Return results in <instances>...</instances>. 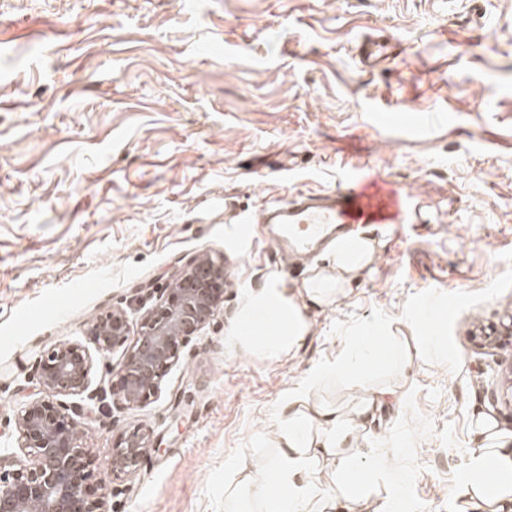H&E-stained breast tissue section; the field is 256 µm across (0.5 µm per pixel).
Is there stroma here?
<instances>
[{
    "mask_svg": "<svg viewBox=\"0 0 512 512\" xmlns=\"http://www.w3.org/2000/svg\"><path fill=\"white\" fill-rule=\"evenodd\" d=\"M371 40L385 63L361 62ZM353 166L420 213L362 227L370 270L269 357L241 331L248 296H292L331 253L290 267L257 219ZM199 253L224 259L223 310L156 397L88 401L78 420L112 512H224L275 459L291 391L353 411L350 384L311 379L358 336L413 355L363 382L389 392L365 426L404 512H477L462 494L477 418L512 448V346L482 333L512 321V0H0V454L44 395L37 355L154 303ZM137 428L160 449L113 476Z\"/></svg>",
    "mask_w": 512,
    "mask_h": 512,
    "instance_id": "obj_1",
    "label": "stroma"
}]
</instances>
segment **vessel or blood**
Masks as SVG:
<instances>
[{"instance_id":"b4317fda","label":"vessel or blood","mask_w":512,"mask_h":512,"mask_svg":"<svg viewBox=\"0 0 512 512\" xmlns=\"http://www.w3.org/2000/svg\"><path fill=\"white\" fill-rule=\"evenodd\" d=\"M411 206L410 195L376 179L350 176L342 188L312 192L266 207L263 236L278 248L308 255L362 224H397Z\"/></svg>"}]
</instances>
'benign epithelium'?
Returning a JSON list of instances; mask_svg holds the SVG:
<instances>
[{
  "mask_svg": "<svg viewBox=\"0 0 512 512\" xmlns=\"http://www.w3.org/2000/svg\"><path fill=\"white\" fill-rule=\"evenodd\" d=\"M224 260L208 254L191 257L141 317L139 333L106 388H90L94 358L80 342L63 341L41 353L36 374L48 397L21 407L14 416L20 456H0V512H109L111 490L102 481L89 483L96 458L79 443L78 414L56 400H112L124 409L156 396L181 358V349L224 306ZM129 319L114 309L94 322L89 335L100 354L128 339ZM158 447L150 434L134 430L112 448L109 469L115 476L137 474L143 457Z\"/></svg>",
  "mask_w": 512,
  "mask_h": 512,
  "instance_id": "benign-epithelium-1",
  "label": "benign epithelium"
}]
</instances>
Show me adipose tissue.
<instances>
[{
	"label": "adipose tissue",
	"mask_w": 512,
	"mask_h": 512,
	"mask_svg": "<svg viewBox=\"0 0 512 512\" xmlns=\"http://www.w3.org/2000/svg\"><path fill=\"white\" fill-rule=\"evenodd\" d=\"M331 273L303 283L293 296L277 289H265L251 295L244 320L259 319L255 343L272 357L293 352L307 333L304 309L307 304L329 307L344 295L347 285L357 279L375 260V248L363 237H351L337 243ZM301 395L288 399L282 429L278 434L279 455L257 475L253 489L260 512H309L312 498H319L320 512H358L356 492L386 482L388 467L379 459L371 440H364L365 458L355 461L336 445L340 424L336 410L312 404L298 410ZM325 434L324 443H316L312 432ZM476 433L481 441L467 467L465 493L487 504L512 502V453L492 443L490 427L477 420ZM332 457L336 465V488L325 492L311 467L317 457Z\"/></svg>",
	"instance_id": "adipose-tissue-1"
}]
</instances>
